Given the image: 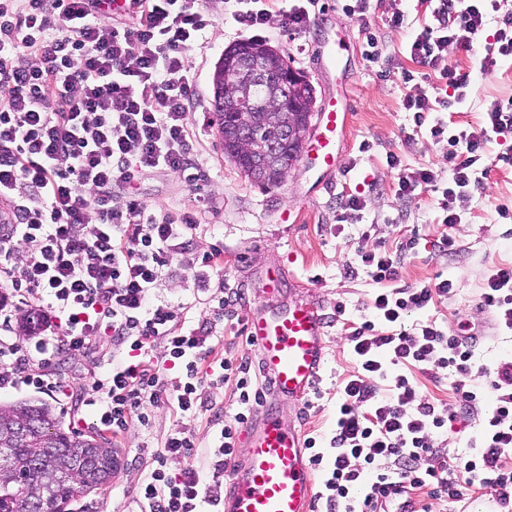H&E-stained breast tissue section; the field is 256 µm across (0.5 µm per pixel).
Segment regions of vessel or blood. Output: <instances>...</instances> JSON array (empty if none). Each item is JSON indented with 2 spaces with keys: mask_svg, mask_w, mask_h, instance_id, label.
<instances>
[{
  "mask_svg": "<svg viewBox=\"0 0 512 512\" xmlns=\"http://www.w3.org/2000/svg\"><path fill=\"white\" fill-rule=\"evenodd\" d=\"M350 117L345 86L315 114L312 149L323 173H333L339 164ZM329 326L321 301L313 295L288 301L276 312L257 308L248 315V342L274 401L263 405L241 433L246 453L227 467L224 512H313L316 477L304 436L295 422L282 418L279 406L306 405L315 391L329 353Z\"/></svg>",
  "mask_w": 512,
  "mask_h": 512,
  "instance_id": "obj_1",
  "label": "vessel or blood"
}]
</instances>
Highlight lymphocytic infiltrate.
Wrapping results in <instances>:
<instances>
[{
  "mask_svg": "<svg viewBox=\"0 0 512 512\" xmlns=\"http://www.w3.org/2000/svg\"><path fill=\"white\" fill-rule=\"evenodd\" d=\"M112 2L0 0V316L27 311L37 334L30 342L0 332V390L69 396L55 358L111 345V368L79 394L93 426L116 438L146 430L163 403L183 419L150 450L138 512H219L239 430L265 399L248 359L216 353L220 326L236 317L241 295L224 284L221 247L194 251L196 213L155 210L135 190L149 171L188 184L201 176L191 118L197 76L188 54L206 47L215 21L201 0H128L121 16ZM273 2L224 0V21L242 34L265 31ZM504 2L426 0L430 20L404 46L418 67L402 76L409 86L403 107L416 126L465 99L469 83L448 66L447 51L469 50L489 14H497L498 27L485 66L512 58V11ZM428 81L429 92L422 88ZM507 132L512 98L492 102L479 128L455 134L443 182L425 169H401L389 155L402 199L422 186L438 188L446 228L440 251L454 249L457 202L480 189L490 170L487 144ZM117 193L122 202L114 201ZM179 258L207 309L189 330L191 303L155 295ZM360 261L380 284L373 316L352 324L347 336L356 369L343 382L329 451L316 437L306 439L310 462L323 473L318 496L326 512H376L393 487L419 512L476 493L512 512V357L479 369L475 337L429 320L405 328L409 313L452 296V282L396 288L399 261L391 253L364 251ZM481 303L498 331L512 333L511 264L487 276ZM160 342L181 368L178 380L166 381L151 356ZM431 367L452 376L456 410H439L406 374ZM227 385L236 402L230 415L213 410L203 394ZM205 412L214 428L205 467L170 472L171 460L191 455L190 422ZM461 418L476 420L477 435L471 454L453 459L434 439ZM421 494L428 501L419 505Z\"/></svg>",
  "mask_w": 512,
  "mask_h": 512,
  "instance_id": "lymphocytic-infiltrate-1",
  "label": "lymphocytic infiltrate"
}]
</instances>
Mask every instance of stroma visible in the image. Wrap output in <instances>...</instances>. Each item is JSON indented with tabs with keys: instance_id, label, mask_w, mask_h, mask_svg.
<instances>
[{
	"instance_id": "stroma-1",
	"label": "stroma",
	"mask_w": 512,
	"mask_h": 512,
	"mask_svg": "<svg viewBox=\"0 0 512 512\" xmlns=\"http://www.w3.org/2000/svg\"><path fill=\"white\" fill-rule=\"evenodd\" d=\"M203 5L213 16L215 28L208 47L190 52L188 58L198 74L192 123L204 178L190 186L167 173L150 171L136 188L159 211L179 199L199 207L201 228L196 246L201 251L214 244L223 247L224 279L244 294L237 310L239 319H246L257 306L275 311L287 299L305 298L311 288L320 295L333 325L319 405L301 411L296 405L281 404L283 418L295 420L306 435L328 438L340 385L355 367L346 330L367 314L377 288L370 269L360 265L358 254L376 246L394 255L403 254L397 286L421 287L442 277L455 288L447 302L409 313L405 325L429 319L451 331L466 326L468 333L478 338L476 364L480 367H493L512 356V337L495 332L491 315L480 302L490 270L512 264V221L497 213L498 205H512V166L492 168L484 189L460 203L462 222L452 231L456 250L442 255L434 248L443 230L436 193L426 189L411 201H402L397 194V173L387 165L388 155L395 154L403 167L432 171L441 180L448 174V142L433 138L428 130L435 124L436 114H429L427 128L419 130L413 113L402 105L401 71L414 67L402 53L407 31L391 29L381 9L371 8V31L385 55L397 63L391 69L364 58L360 24L345 16L339 0H320L319 11L302 34L288 32L279 13L271 14L268 44L304 71L317 99L336 89L337 73L323 55V46L326 40L343 39L341 58L353 96V122L343 169L331 187L319 188L318 174L305 157L277 186L266 187L246 177L221 148L211 111L212 75L225 49L239 43L240 36L224 24V0H203ZM486 43L481 35L469 50H448L449 66L470 81L466 99L447 112L449 133L479 127L493 100L512 97V59H501L493 70H484ZM410 132L415 135L411 141L406 138ZM350 194L362 196V210L345 208ZM410 240L415 246L409 250L405 244ZM278 267L286 274L281 294L265 287L267 276ZM340 304L345 307L341 316L336 313ZM107 367L108 359L99 350L64 353L56 361L61 376L75 388L90 385ZM21 400L47 404L62 414L65 426L73 431L87 434L93 430L87 408L33 390L0 391L2 405ZM145 440L135 428L118 439L120 463L111 484L73 504L71 512H135L137 488L149 462L142 451Z\"/></svg>"
}]
</instances>
